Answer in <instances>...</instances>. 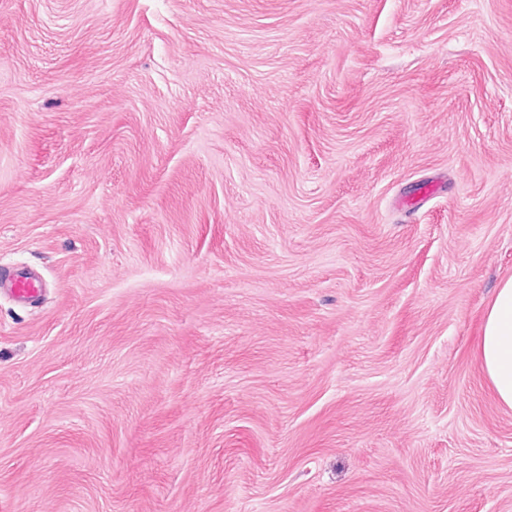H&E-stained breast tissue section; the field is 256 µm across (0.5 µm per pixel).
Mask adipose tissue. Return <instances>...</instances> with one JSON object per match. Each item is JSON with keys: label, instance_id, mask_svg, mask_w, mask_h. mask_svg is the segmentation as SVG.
Returning a JSON list of instances; mask_svg holds the SVG:
<instances>
[{"label": "adipose tissue", "instance_id": "1", "mask_svg": "<svg viewBox=\"0 0 512 512\" xmlns=\"http://www.w3.org/2000/svg\"><path fill=\"white\" fill-rule=\"evenodd\" d=\"M476 351L499 402L512 409V278L500 283L485 310Z\"/></svg>", "mask_w": 512, "mask_h": 512}]
</instances>
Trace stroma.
Wrapping results in <instances>:
<instances>
[{
    "label": "stroma",
    "mask_w": 512,
    "mask_h": 512,
    "mask_svg": "<svg viewBox=\"0 0 512 512\" xmlns=\"http://www.w3.org/2000/svg\"><path fill=\"white\" fill-rule=\"evenodd\" d=\"M0 512H512V0H0ZM3 277L8 292L19 302L30 300L43 288L40 276L24 265L0 268V288L3 284ZM476 351L499 402L512 409V278L495 289Z\"/></svg>",
    "instance_id": "35a3bbf8"
}]
</instances>
